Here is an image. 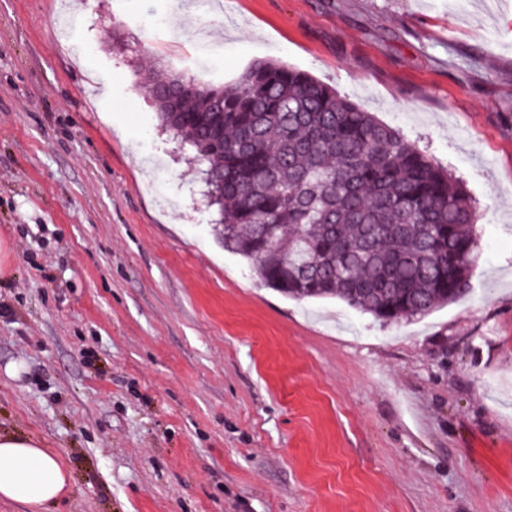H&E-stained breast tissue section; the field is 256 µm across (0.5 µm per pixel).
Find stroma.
Masks as SVG:
<instances>
[{
	"label": "stroma",
	"mask_w": 512,
	"mask_h": 512,
	"mask_svg": "<svg viewBox=\"0 0 512 512\" xmlns=\"http://www.w3.org/2000/svg\"><path fill=\"white\" fill-rule=\"evenodd\" d=\"M269 58L463 185L460 302L384 325L225 250L141 77ZM0 242V432L71 477L42 512H512V0H0Z\"/></svg>",
	"instance_id": "obj_1"
}]
</instances>
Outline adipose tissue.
I'll return each instance as SVG.
<instances>
[{
  "mask_svg": "<svg viewBox=\"0 0 512 512\" xmlns=\"http://www.w3.org/2000/svg\"><path fill=\"white\" fill-rule=\"evenodd\" d=\"M67 486L66 471L38 441L0 434V499L39 507L58 499Z\"/></svg>",
  "mask_w": 512,
  "mask_h": 512,
  "instance_id": "ef3b65f1",
  "label": "adipose tissue"
}]
</instances>
